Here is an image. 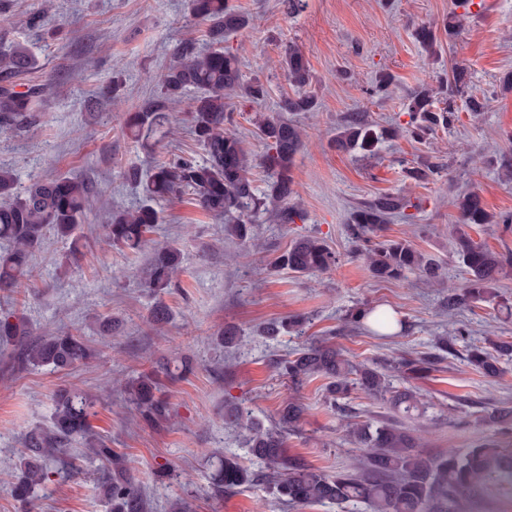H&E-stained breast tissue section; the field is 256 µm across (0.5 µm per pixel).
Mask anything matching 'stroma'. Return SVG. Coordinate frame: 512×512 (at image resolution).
Listing matches in <instances>:
<instances>
[{"label": "stroma", "mask_w": 512, "mask_h": 512, "mask_svg": "<svg viewBox=\"0 0 512 512\" xmlns=\"http://www.w3.org/2000/svg\"><path fill=\"white\" fill-rule=\"evenodd\" d=\"M232 2L249 15L250 25L228 46L244 79L267 84L268 105L290 91L276 64L283 46L296 43L310 64L317 107L288 115L305 133V147L292 169L297 195L291 204L302 218L283 224L273 214L260 215L255 247L228 236L222 218L190 200H175L160 205L161 221L148 247L132 253L108 244L100 232L113 208L141 202L124 178V167L145 172L170 154L199 158L203 152L185 126L159 146L143 149L123 133L121 118L154 96L146 73L167 67L182 39L203 41L205 24L190 15L187 0H0L9 17L0 41L32 54L29 70L16 79L19 88L44 87L36 128L0 131V167L12 168L23 187L61 174L84 179L93 199L79 226L83 248L75 261L66 259L67 243L47 236L25 288L0 290V308L22 313L34 335L75 328L93 351L70 373L20 372L9 351L0 350V512H20L9 493L10 471L25 433L49 425L57 390L102 387L183 355L194 359L196 370L184 379L163 378L170 416L160 427L144 426L117 388L99 402L91 419L96 435L128 458L147 512H171L180 498L190 503L191 512H355L349 505L283 503L261 479L221 498L211 492L213 457L233 452L242 464L250 462L242 435L224 423L225 401L273 425L288 393L275 362L311 341L334 344L353 361L385 367L433 351L436 337L453 336L458 325H466L469 334L457 341L456 354H443L428 374L411 382L427 411L408 425L431 455L469 448L488 436L483 423L488 410L512 406V358L502 361V377L491 380L460 356L467 344H482L485 336H512V318L490 303L453 314L447 309L449 290L465 283L449 235L457 220L453 197L474 190L490 213H512V178L496 164L499 154L512 152V91L502 86L503 76L512 73V0H489L484 16L466 17L455 38L441 34L432 55L419 45L415 30L422 24L443 27L457 10L456 0H306L295 14L287 12L283 0ZM37 11L44 17L35 27ZM72 29L78 39H69ZM119 58L128 67L117 80L112 62ZM456 65L470 78L467 96L486 100L484 112L470 115L467 96H460L455 100L460 119L451 129H437L420 142L407 136L387 139L370 156L337 151L336 129L347 113H363L380 128L405 123L406 98L420 84H438ZM382 71L394 81L378 93L373 85ZM114 82L120 107L95 102L97 92ZM431 165L437 171L427 180L406 176L409 168ZM384 193L411 199L408 216L391 218L384 234L431 256L439 266L435 283L414 273L381 282L358 258L350 215ZM300 236L323 238L338 255L337 266L316 276L271 268V259ZM168 243L181 249L183 267L178 288L160 299L171 321L159 329L150 322L159 300L145 288L144 271L152 248ZM360 303L401 319L402 330L387 338L374 335L372 326L347 324L346 312ZM296 314L308 319L305 335L264 337L268 323ZM107 321L109 340L102 330ZM228 324L241 338L231 349L219 344ZM324 384L317 377L301 387L307 412L286 446L289 455L334 472L360 460L347 437L350 420L376 421L393 412L359 392L350 401L355 414L347 416L325 403ZM104 476L103 465L84 463L78 475L39 490L34 512H107L99 493Z\"/></svg>", "instance_id": "stroma-1"}]
</instances>
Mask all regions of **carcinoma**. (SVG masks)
Returning <instances> with one entry per match:
<instances>
[{"label":"carcinoma","mask_w":512,"mask_h":512,"mask_svg":"<svg viewBox=\"0 0 512 512\" xmlns=\"http://www.w3.org/2000/svg\"><path fill=\"white\" fill-rule=\"evenodd\" d=\"M462 14L448 18V38H453L460 23L469 13L472 0H457ZM195 19L206 24L208 46L196 47L195 39H184L174 51L168 67L150 76L159 91L157 98L136 112H127L122 127L126 135L147 147L166 139L173 130L186 125L204 151L201 161L173 154L155 162L143 175L136 168L126 176L142 192L143 200L132 210L112 212L102 225L105 240L130 250L143 248L147 235L159 223L158 202L189 197L201 209L224 218V231L241 241L254 240L250 225L261 211L273 205L283 224L301 217L293 206L283 203L294 194L292 166L304 147L301 130L286 112L315 110V97L307 91L312 74L303 52L294 44L283 48L280 66L293 93L284 95L277 114H260L256 118L257 134L264 143L258 167L267 177V191L256 193L251 167L242 139L227 125L232 113L227 111L225 95H234L251 103L265 100L267 88L257 80L243 81L237 57L225 43L229 37L249 25V17L231 0H189ZM416 39L426 52L434 53L437 43L434 30L421 26ZM30 57L22 49H0V129L32 128L38 120L44 90L32 87L17 91L10 79L26 71ZM466 83L459 70L453 80L433 88L421 85L408 98L403 111L409 116L401 131L414 140H422L439 127H452L458 121L454 97ZM448 96L445 107L433 108L438 94ZM191 96L185 112L177 107ZM383 134L359 112L348 113L336 133V149L374 151ZM14 170L0 168V290L20 287L31 276V260L47 234L69 242L70 256L80 253L79 224L89 205L90 189L76 177L58 176L35 181L20 190ZM408 201L401 195L386 194L357 207L351 214L353 235L359 242L357 256L372 277L381 281H400L408 272H418L428 283L434 282L436 268L430 259L406 240L380 239L383 225L403 211ZM455 207L458 223L451 234L457 253L467 274L465 286L448 294V311L453 312L471 302L494 301L497 309L512 314V300L499 296L494 285L512 269V256L499 255L475 242L467 229L481 224H512V214L499 217L489 214L481 197L471 191L457 195ZM338 264V257L325 240L304 236L294 240L277 255L272 265L299 274L324 273ZM182 266L181 250L169 244L154 250L145 271V286L160 297L175 287ZM307 318L291 316L268 324L265 335L275 339L283 332L304 334ZM346 322L357 327L366 322L390 330L397 320L378 314L372 307H356L346 314ZM0 343L14 346L13 363L20 369L48 368L70 371L85 364L92 356L85 338L70 329L54 336L33 338L25 321L16 312L0 310ZM512 357V339L488 336L484 345L466 349L467 362L484 378L500 376V359ZM432 366L431 358L422 356L398 365L410 379ZM279 373L289 382V393L282 400L277 422L264 427L244 407L235 402L224 403V424L246 433L248 454L259 465L254 471L244 467L236 454L219 459L213 474L216 495L264 479L272 495L290 505L317 503L363 504L368 512H481L491 499L512 498V443L490 436L476 441L463 452L448 451L427 456L404 422L375 424L356 423L348 430L350 441L362 453L359 465L334 473L312 468L286 453V435L297 428L305 414V406L296 396L300 387L312 377L326 379L325 394L330 405L339 409L347 405L354 392L379 398L394 412L405 417L425 413V405L410 387L396 388L391 375L366 364H355L340 349L324 342H311L291 358L277 362ZM123 391L137 408L148 426L167 420L168 403L158 395L157 378L142 374L128 378ZM98 397L78 390L61 389L53 398L52 424L30 429L15 463L11 496L23 512H32L35 491L56 475L69 478L78 473L79 457L89 454L106 466L102 484L103 497L111 512H144L143 495L130 475L126 459L96 439L91 433L90 419L95 415ZM485 425L498 431L512 430V407L491 409L484 417Z\"/></svg>","instance_id":"carcinoma-1"}]
</instances>
